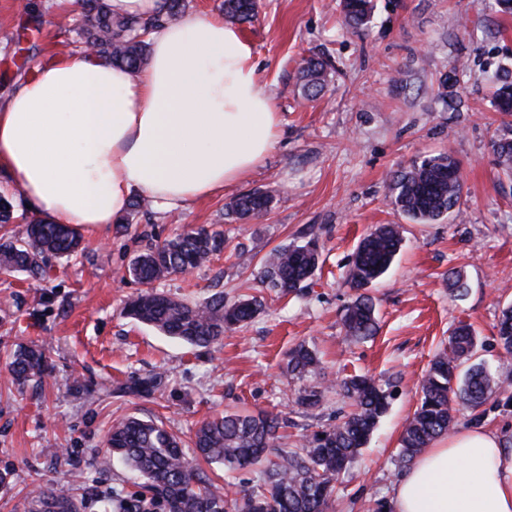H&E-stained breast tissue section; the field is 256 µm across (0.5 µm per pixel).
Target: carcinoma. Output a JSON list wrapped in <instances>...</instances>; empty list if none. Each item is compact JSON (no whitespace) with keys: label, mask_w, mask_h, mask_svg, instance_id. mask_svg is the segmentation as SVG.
<instances>
[{"label":"carcinoma","mask_w":512,"mask_h":512,"mask_svg":"<svg viewBox=\"0 0 512 512\" xmlns=\"http://www.w3.org/2000/svg\"><path fill=\"white\" fill-rule=\"evenodd\" d=\"M84 24L77 34L97 54L132 71L140 70L148 59L146 37L161 19H115L105 0H83ZM224 16L232 21H248L255 16L257 0H224ZM373 10L372 0H343L346 26L364 27ZM328 64L311 58L301 70L304 99L318 98L329 81ZM495 106L503 115H512V72L504 71L495 91ZM493 151L504 174L512 176V138L494 141ZM460 163L451 153L424 156L397 172L392 179L394 209L406 218L428 224L460 215L463 178ZM273 195L253 190L230 202L229 214L238 218L259 215L270 209ZM81 239L75 228L54 224L45 218L29 222L25 235L0 242V273L25 272L35 280L44 276L49 255L70 257L78 253ZM402 247L400 225L380 224L366 234L354 253L348 280L358 291L345 309L346 335L366 339L376 334L378 320L373 299L362 290L376 283L393 264ZM224 235L198 227L177 237L151 245L133 258L129 277L145 290L129 300L125 314L159 333L194 347H208L259 314L262 301L252 297L224 304L217 293L202 304L159 292L154 284L172 275L185 274L224 251ZM320 262L317 236L303 245H286L271 251L263 260L259 283L280 297L296 295L307 287ZM497 342L512 355V305L501 309ZM478 336L467 324L456 326L448 347L433 359L419 384L416 409L408 418L401 436L402 461L422 453L436 439L449 435L455 424L453 402L472 409L486 404L500 388L499 376L485 364L474 361ZM48 366L43 346L19 343L5 362L11 380L25 386L44 374ZM288 372L301 378L322 376L320 359L304 344L296 347L288 360ZM352 406V411L335 424L302 437L300 448L281 447L279 429L287 419L279 414H224L204 421L194 435L198 454L228 470L261 467L262 482L240 498H231L209 479L192 468L182 450L179 436L152 419L130 416L114 425L106 439L108 456L99 465L121 460L143 477L153 500L166 512H328L337 500L339 475L354 461L385 414L391 392L373 376L356 375L334 382ZM323 390L303 389L298 404L306 409L321 404ZM30 512H80L82 499L54 485L30 491Z\"/></svg>","instance_id":"cac0c4a2"}]
</instances>
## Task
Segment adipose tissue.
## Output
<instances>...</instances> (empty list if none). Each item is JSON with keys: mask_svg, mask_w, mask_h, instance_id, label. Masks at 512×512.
Here are the masks:
<instances>
[{"mask_svg": "<svg viewBox=\"0 0 512 512\" xmlns=\"http://www.w3.org/2000/svg\"><path fill=\"white\" fill-rule=\"evenodd\" d=\"M159 19L139 72L87 54L37 69L0 104V171L55 223L109 224L142 193L166 211L239 182L273 150L280 119L252 43L223 17L165 20L164 0H107ZM394 512H512V450L470 423L401 475Z\"/></svg>", "mask_w": 512, "mask_h": 512, "instance_id": "1", "label": "adipose tissue"}]
</instances>
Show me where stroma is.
Instances as JSON below:
<instances>
[{
    "label": "stroma",
    "instance_id": "35a3bbf8",
    "mask_svg": "<svg viewBox=\"0 0 512 512\" xmlns=\"http://www.w3.org/2000/svg\"><path fill=\"white\" fill-rule=\"evenodd\" d=\"M371 23L344 24L340 0H258L240 24L254 46L260 84L280 117L278 141L265 161L223 193L171 215L157 205L126 226L81 228L82 256L49 258L38 283L0 275V362L15 344L42 345L50 370L21 387L0 373V471L11 486L0 512H28V494L51 483L96 500L136 491L121 461L100 470L113 421L129 415L162 421L189 441L204 420L223 413L273 412L288 418L289 448L335 423L347 409L338 389L322 405L296 399L303 380L289 376L288 352L306 343L332 379L369 374L386 384L391 404L357 460L339 477L332 512H373L391 499L407 466L399 459L403 425L417 404L419 382L453 328L471 324L480 355L505 384L479 409L457 406V424L484 422L512 441V355L496 342L501 308L512 302V178L492 142L512 117L492 104L502 68L512 69V17L495 0H374ZM80 14L70 0H0V103L38 67L76 55L70 28ZM332 64L325 93L303 100L298 80L307 59ZM452 152L464 173L459 217L434 224L406 220L391 204V176L414 160ZM275 190L266 214L228 216L235 196ZM378 224H398L403 246L367 293L379 322L374 338L346 339L342 311L355 292L347 273L359 240ZM221 232L226 250L186 275L160 282L169 294L204 302L215 293L234 302L261 297L263 311L218 344L192 347L128 318L123 307L140 286L125 278L149 243L190 227ZM317 236L323 264L300 296L259 288L262 259L275 247ZM468 292L454 298L450 272ZM163 378L141 397L131 386Z\"/></svg>",
    "mask_w": 512,
    "mask_h": 512
}]
</instances>
